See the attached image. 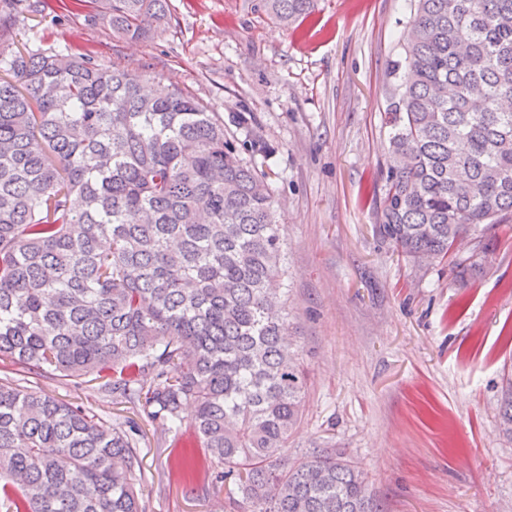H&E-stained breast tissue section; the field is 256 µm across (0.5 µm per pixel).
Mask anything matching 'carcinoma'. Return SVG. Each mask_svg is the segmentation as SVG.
<instances>
[{
    "mask_svg": "<svg viewBox=\"0 0 512 512\" xmlns=\"http://www.w3.org/2000/svg\"><path fill=\"white\" fill-rule=\"evenodd\" d=\"M0 0V361L80 379L162 426L192 423L212 488L243 512H381L334 448L299 458L306 374L274 310L283 253L257 143L192 94L54 48L13 51ZM386 112L390 164L376 233L408 261L473 274L512 216V0H415ZM112 32L148 37L168 0H100ZM314 0H266L288 26ZM499 424L512 435V379ZM137 430L0 378L7 512H145Z\"/></svg>",
    "mask_w": 512,
    "mask_h": 512,
    "instance_id": "carcinoma-1",
    "label": "carcinoma"
}]
</instances>
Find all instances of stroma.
Instances as JSON below:
<instances>
[{"instance_id":"obj_1","label":"stroma","mask_w":512,"mask_h":512,"mask_svg":"<svg viewBox=\"0 0 512 512\" xmlns=\"http://www.w3.org/2000/svg\"><path fill=\"white\" fill-rule=\"evenodd\" d=\"M20 0L16 47L62 48L119 62L145 83L178 85L219 113L276 201L288 288L282 312L308 379L294 451L333 445L359 462L382 512H512V439L498 427L512 362V220L482 276L415 268L375 233L389 128L391 73L414 0H316L284 27L265 0H169L168 24L129 41L94 0ZM17 382L140 433L146 512H233L206 468L175 462L197 447L189 425L161 429L138 406L73 379L20 372Z\"/></svg>"}]
</instances>
